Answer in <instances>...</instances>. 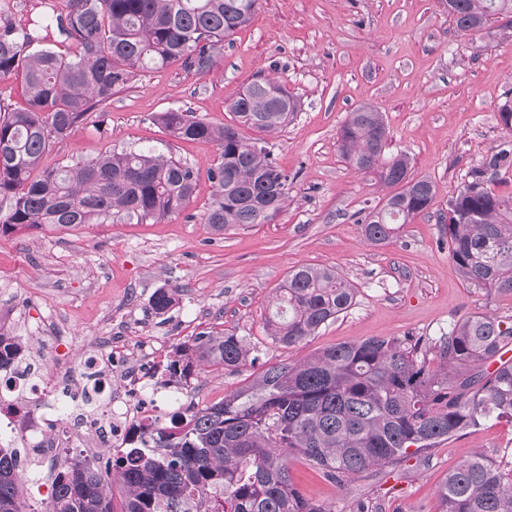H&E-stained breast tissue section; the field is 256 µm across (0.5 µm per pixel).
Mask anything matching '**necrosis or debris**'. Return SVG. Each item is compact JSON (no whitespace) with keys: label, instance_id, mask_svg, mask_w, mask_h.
Instances as JSON below:
<instances>
[{"label":"necrosis or debris","instance_id":"1","mask_svg":"<svg viewBox=\"0 0 512 512\" xmlns=\"http://www.w3.org/2000/svg\"><path fill=\"white\" fill-rule=\"evenodd\" d=\"M165 356L150 339L129 347L117 336L97 339L46 374L32 347L0 356V441L24 448L26 466L47 457L90 461L100 449L129 445L162 404L188 397L168 379L152 383L149 366Z\"/></svg>","mask_w":512,"mask_h":512}]
</instances>
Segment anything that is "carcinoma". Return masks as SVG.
I'll list each match as a JSON object with an SVG mask.
<instances>
[{
	"label": "carcinoma",
	"instance_id": "cac0c4a2",
	"mask_svg": "<svg viewBox=\"0 0 512 512\" xmlns=\"http://www.w3.org/2000/svg\"><path fill=\"white\" fill-rule=\"evenodd\" d=\"M462 32L490 17L512 16V0H448ZM260 0H39L36 15L0 0V81L20 73L21 109L0 110V230L71 229L94 220L161 221L182 211L199 170L151 151L108 152L89 162L41 167L52 141L67 137L89 112L145 68L172 64L209 72L224 41L247 26ZM71 43L68 55L44 45L51 33ZM233 123L215 128L190 111L156 121L182 141L217 145L221 162L207 170L216 198L205 223L216 232L267 223L288 199L290 176L265 139L301 110L280 82L259 78L230 103ZM381 112L360 106L338 134L354 171L389 189L359 220L364 238L385 246L433 202L435 186L411 174L407 154L386 155ZM512 173V146L499 145L448 198L440 222L458 274L490 294L512 296V196L492 184ZM357 288L328 267L300 264L276 288L265 335L292 346L315 336L355 303ZM175 291L159 288L154 313ZM512 341V322L477 314L436 342L372 337L324 348L304 361L271 365L218 403L154 422L140 442L104 466H56L49 512H116L111 476L125 491L121 512H335L307 498L290 462L303 460L341 484L398 467L487 419L512 423V361L496 360ZM251 347L232 333L201 332L175 350L166 373L186 378L200 363L235 370ZM498 362L490 371L487 365ZM18 451L0 445V512H25ZM437 512H512V470L477 450L437 489Z\"/></svg>",
	"mask_w": 512,
	"mask_h": 512
}]
</instances>
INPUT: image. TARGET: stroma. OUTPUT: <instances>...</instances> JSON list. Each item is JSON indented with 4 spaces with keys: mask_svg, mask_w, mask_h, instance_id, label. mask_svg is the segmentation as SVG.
<instances>
[{
    "mask_svg": "<svg viewBox=\"0 0 512 512\" xmlns=\"http://www.w3.org/2000/svg\"><path fill=\"white\" fill-rule=\"evenodd\" d=\"M261 75L283 83L302 104L268 139L293 177L287 203L268 223L213 232L203 217L215 189L203 175L187 208L157 223L0 232V326L27 341L40 317L51 316L57 347L48 362L58 367L114 329L129 343L163 337L171 351L203 331L232 333L256 347L257 364L233 372L200 366L189 381L192 408L221 401L261 367L298 362L335 344L435 339L478 313L512 318V296H487L457 274L438 223L469 171L512 140L497 115L512 101V21L460 33L446 0H261L207 74L178 65L141 71L111 105L55 140L43 164L150 148L204 171L220 163L217 146L176 140L154 115L180 108L217 127L232 123L230 102ZM362 105L382 113L390 151L406 152L413 176L435 186L429 212L385 246L367 243L358 223L385 190L350 169L337 145L349 112ZM299 264L336 268L358 293L354 306L316 336L284 347L268 339L263 318L274 288ZM160 288L175 289L176 303L158 316L150 300ZM472 448L512 468V423L487 420L442 442L425 461L341 485L301 462L291 470L307 497L335 512H349L359 496L380 512H436L438 486Z\"/></svg>",
    "mask_w": 512,
    "mask_h": 512,
    "instance_id": "1",
    "label": "stroma"
}]
</instances>
